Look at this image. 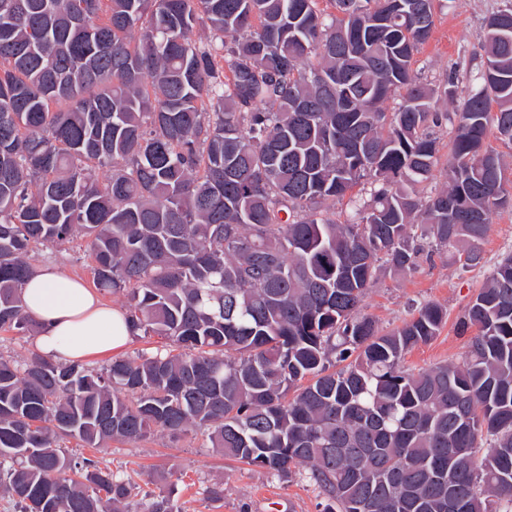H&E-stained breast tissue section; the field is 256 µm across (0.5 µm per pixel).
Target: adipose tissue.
I'll return each instance as SVG.
<instances>
[{
    "label": "adipose tissue",
    "instance_id": "ef3b65f1",
    "mask_svg": "<svg viewBox=\"0 0 512 512\" xmlns=\"http://www.w3.org/2000/svg\"><path fill=\"white\" fill-rule=\"evenodd\" d=\"M23 297L39 325L35 346L53 360L77 361L116 352L133 336L120 309L105 304L81 280L57 269L34 271Z\"/></svg>",
    "mask_w": 512,
    "mask_h": 512
}]
</instances>
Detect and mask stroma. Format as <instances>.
<instances>
[{
  "label": "stroma",
  "instance_id": "stroma-1",
  "mask_svg": "<svg viewBox=\"0 0 512 512\" xmlns=\"http://www.w3.org/2000/svg\"><path fill=\"white\" fill-rule=\"evenodd\" d=\"M503 0H442L431 38L415 57V72L431 85L442 83L456 71L458 95L472 88V57L480 51L477 35L485 19ZM512 255V211L494 214L482 245L483 260L473 268L453 258L436 256L401 273L382 271L362 307L381 331L401 325L420 304L434 302L447 310V321L431 341L413 348L403 364L425 369L438 364H460L467 352V336L457 323L474 294L491 275L495 265ZM33 267L56 266L67 275L91 283L85 238H75L62 248L41 247L31 259ZM71 453L108 465L115 474L131 476L141 491L172 493L180 512H322L324 496L297 469L289 480L264 470L224 458L212 448L205 432L172 436L154 433L136 443H112L110 447L84 448L69 442ZM223 485L224 497L210 498L214 485Z\"/></svg>",
  "mask_w": 512,
  "mask_h": 512
}]
</instances>
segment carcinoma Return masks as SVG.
<instances>
[{"mask_svg":"<svg viewBox=\"0 0 512 512\" xmlns=\"http://www.w3.org/2000/svg\"><path fill=\"white\" fill-rule=\"evenodd\" d=\"M317 2L0 0V330L38 326L30 253L81 235L95 286L169 341L102 368L0 355L17 512H131L134 485L65 443L189 430L280 479L306 467L323 512H450V493L460 512H512V256L468 305L460 366L402 365L440 306L387 334L361 313L383 267L479 265L512 209L486 144H512V7L486 19L449 114L455 76L412 70L436 0H330L331 19ZM445 120L448 181L429 194ZM139 512L180 510L154 495Z\"/></svg>","mask_w":512,"mask_h":512,"instance_id":"cac0c4a2","label":"carcinoma"}]
</instances>
